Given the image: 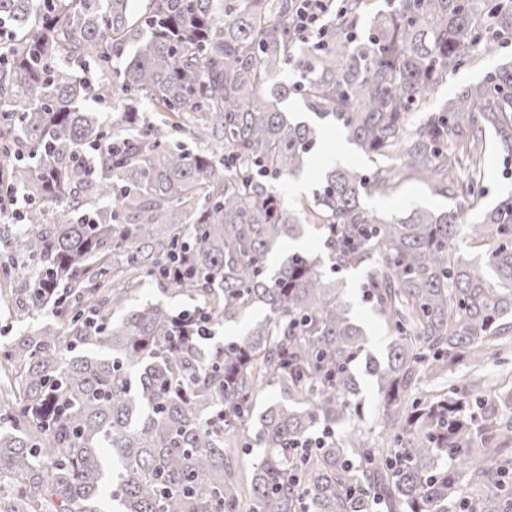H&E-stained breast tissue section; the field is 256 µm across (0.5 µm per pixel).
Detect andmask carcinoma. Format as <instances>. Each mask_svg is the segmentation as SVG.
<instances>
[{"mask_svg":"<svg viewBox=\"0 0 512 512\" xmlns=\"http://www.w3.org/2000/svg\"><path fill=\"white\" fill-rule=\"evenodd\" d=\"M296 6L0 0V203L26 199L0 225V303L52 315L0 345V512H512V412L484 373L512 350V192L467 221L486 138L512 155V60L431 108L512 38V0H342L319 48ZM291 95L455 207L387 218L364 197L389 170L346 165L285 206L319 134ZM312 229L321 253L275 262ZM363 268L382 361L333 278ZM145 283L195 305L126 309ZM362 364L380 430L338 434L363 421ZM510 55H512V43H509L506 47L497 48L492 54L479 57L469 65L448 76V83L440 88L435 103L438 104L444 99L451 97L459 86L477 82L488 68L492 67L495 63H499L503 56Z\"/></svg>","mask_w":512,"mask_h":512,"instance_id":"carcinoma-1","label":"carcinoma"}]
</instances>
